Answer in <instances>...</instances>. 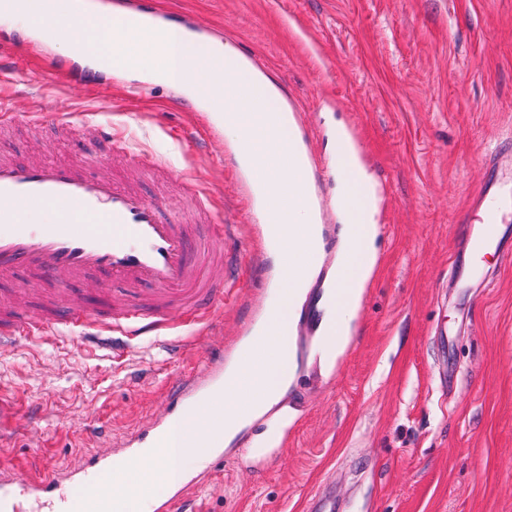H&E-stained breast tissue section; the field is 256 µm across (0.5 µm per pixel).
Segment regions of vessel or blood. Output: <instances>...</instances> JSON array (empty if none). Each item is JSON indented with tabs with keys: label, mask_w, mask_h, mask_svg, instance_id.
Wrapping results in <instances>:
<instances>
[{
	"label": "vessel or blood",
	"mask_w": 512,
	"mask_h": 512,
	"mask_svg": "<svg viewBox=\"0 0 512 512\" xmlns=\"http://www.w3.org/2000/svg\"><path fill=\"white\" fill-rule=\"evenodd\" d=\"M100 147L144 171L159 166L154 157L132 152L118 133L104 132ZM275 162L287 167L288 179L267 198L268 216L310 207L315 192L308 173L295 166L292 153H279ZM223 236L220 224L198 234L180 212L109 171L89 172L85 160L19 164L1 157L0 275L26 269L61 292L59 313L51 319L32 318L19 307L0 310V349L48 338L52 329L67 326L92 329L94 343L105 349L130 348L151 337L180 353L183 342L171 337L177 326L208 329L215 306L224 301V275L211 266V243ZM93 272L113 285L105 318L63 290ZM174 310L180 322L171 321ZM223 398L219 351L201 372L178 379L166 395V414L140 424L122 448L97 449L57 471L9 467L7 476H0V512H67L70 485L84 490L89 503H111L119 497L120 483L111 477L118 463L129 461L137 449L167 445L174 421L188 407L221 414ZM199 485V479L175 477L172 496L157 500L150 512H181Z\"/></svg>",
	"instance_id": "obj_1"
}]
</instances>
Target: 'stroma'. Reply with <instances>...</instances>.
I'll return each mask as SVG.
<instances>
[{
    "label": "stroma",
    "mask_w": 512,
    "mask_h": 512,
    "mask_svg": "<svg viewBox=\"0 0 512 512\" xmlns=\"http://www.w3.org/2000/svg\"><path fill=\"white\" fill-rule=\"evenodd\" d=\"M201 37L258 59L295 99L320 174L325 249L283 345L288 392L249 424L192 491L193 512H512V262L475 258L471 224L512 241V0H158ZM20 160L69 161L102 131L123 134L172 176L152 179L99 153L92 170L149 197L193 205L196 179L224 224L217 249L233 287L213 327L183 352L144 343L111 352L70 339L0 355V462L57 469L120 442L160 414L168 386L234 343L266 305L274 265L235 174V143L165 83L95 72L0 25V80ZM71 122L59 132L56 118ZM351 128L366 170H381L374 266L348 334L334 343L323 300L344 247L336 127ZM261 443L260 470L236 465Z\"/></svg>",
    "instance_id": "1"
}]
</instances>
